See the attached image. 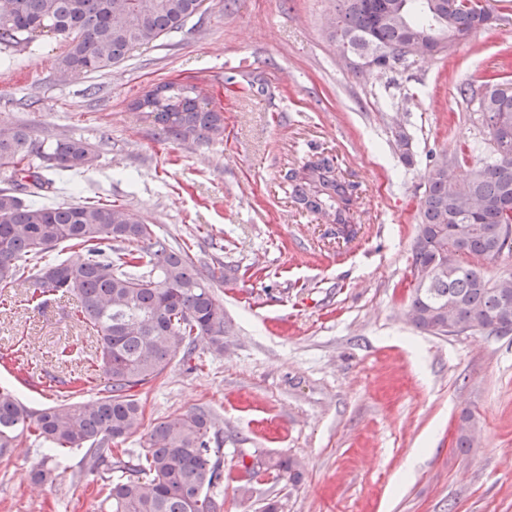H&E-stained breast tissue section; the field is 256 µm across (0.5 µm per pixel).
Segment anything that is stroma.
I'll use <instances>...</instances> for the list:
<instances>
[{
	"label": "stroma",
	"mask_w": 512,
	"mask_h": 512,
	"mask_svg": "<svg viewBox=\"0 0 512 512\" xmlns=\"http://www.w3.org/2000/svg\"><path fill=\"white\" fill-rule=\"evenodd\" d=\"M497 19L408 71L365 77L347 68L324 25L336 0H207L178 33L87 74L63 69V41L40 35L35 54L0 64V130L24 128L44 147L79 139L94 152L79 171L39 159L54 191L46 205L125 206L201 270L232 268L209 283L232 323L223 353L198 343L137 388L144 423L208 412L222 440L223 512H512V333L433 335L406 317L418 201L434 157L457 163L479 134L462 86L512 63V0H482ZM164 82L196 85L224 118L207 143L162 140L135 112ZM410 138L413 165L394 145ZM332 157L354 185L350 221L292 196L287 175ZM21 287L0 288V386L32 410L95 399L104 380L73 392L68 380L97 363L94 332L75 299L38 312ZM472 445H457L463 415ZM422 455L407 467L413 449ZM43 443L20 435L0 460V512H107L80 451L58 454L49 481L26 472ZM291 457L299 484L238 490L241 459Z\"/></svg>",
	"instance_id": "35a3bbf8"
}]
</instances>
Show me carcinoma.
I'll list each match as a JSON object with an SVG mask.
<instances>
[{
    "label": "carcinoma",
    "mask_w": 512,
    "mask_h": 512,
    "mask_svg": "<svg viewBox=\"0 0 512 512\" xmlns=\"http://www.w3.org/2000/svg\"><path fill=\"white\" fill-rule=\"evenodd\" d=\"M204 0H8L0 9V50H33L36 33L50 32L66 42L62 67L98 72L125 59L138 46L181 31L200 12ZM491 19L474 0H338L331 34L354 56L369 52L392 71L410 68V48L437 54L484 27ZM507 77H492L480 89H460L477 115L485 137L466 140L461 153L474 160L465 179L448 178V158L438 159L426 175L418 203V233L411 272L424 279L409 290L406 316L416 328L451 335L454 324L487 335L512 331V274L489 277L485 265L501 252L512 253V90ZM153 118L165 140L209 142L223 134L221 114L209 107L196 87L168 82L136 104ZM400 159L413 165L408 135H394ZM40 144L24 129L0 131V169L8 186L0 189V288H33L28 307L44 298L72 295L76 321L97 334L101 374L108 395L70 405L29 410L14 394L0 389V458L11 453L18 435L27 433L53 451H83L91 469L112 472L102 488L110 512H221L212 493L224 479L221 443L214 421L188 411L158 421L147 433V446L124 460L112 444L143 426L133 391L162 375L172 360L190 358L200 339L214 353L224 352L231 330L224 306L212 296L194 258L155 235L122 205L84 202L55 206L26 204L21 198L52 191L30 158ZM57 166L85 168L90 146L76 139L57 141L48 153ZM293 197L313 212L332 211L340 231L355 235L349 224L353 186L337 180L334 159L321 156L289 177ZM85 248L79 262L45 257L62 242ZM134 243L135 249L121 247ZM44 261L27 272L28 260ZM53 456L27 471L33 482L51 478ZM244 484L261 476L302 479L293 458L271 457L264 471L241 462Z\"/></svg>",
    "instance_id": "carcinoma-1"
}]
</instances>
